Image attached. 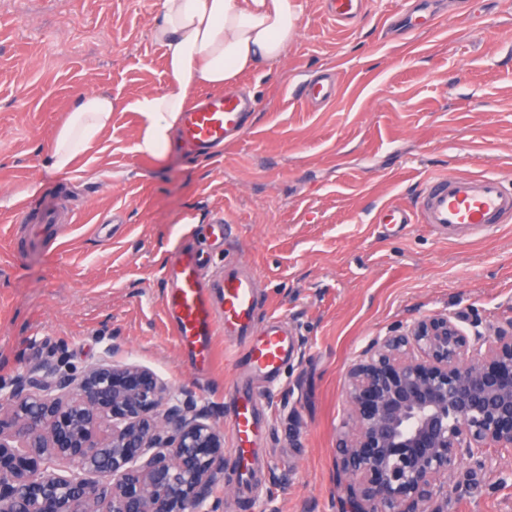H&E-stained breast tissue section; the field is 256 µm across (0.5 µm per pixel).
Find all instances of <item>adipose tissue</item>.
<instances>
[{
	"label": "adipose tissue",
	"mask_w": 512,
	"mask_h": 512,
	"mask_svg": "<svg viewBox=\"0 0 512 512\" xmlns=\"http://www.w3.org/2000/svg\"><path fill=\"white\" fill-rule=\"evenodd\" d=\"M302 12V0H163L151 34L163 49L174 87L145 93L135 102L146 126L139 151L167 155L180 114L195 90L234 86L242 73L284 60ZM116 107L106 91L80 96L56 135L50 154L53 169L67 171L111 125Z\"/></svg>",
	"instance_id": "adipose-tissue-1"
}]
</instances>
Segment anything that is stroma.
I'll use <instances>...</instances> for the list:
<instances>
[{"label": "stroma", "mask_w": 512, "mask_h": 512, "mask_svg": "<svg viewBox=\"0 0 512 512\" xmlns=\"http://www.w3.org/2000/svg\"><path fill=\"white\" fill-rule=\"evenodd\" d=\"M404 0H366L336 25L304 0L284 62L239 76L258 107L211 156L137 152L132 103L172 83L151 37L161 0H0V382L51 348L69 362L118 359L155 371L213 407L227 429L237 380L259 394V487L226 482L222 512H338L344 373L375 337L435 312L493 328L512 318V223L448 237L424 224H378L412 206L427 179L512 174V0H429L436 30L387 23ZM330 73L318 107L305 80ZM108 91L121 109L64 173L49 147L76 100ZM73 211L47 238L15 221L23 199ZM224 216L229 235L213 232ZM193 245L219 278L232 249L262 277L259 315L283 319L293 357L278 379L250 372L215 336L196 373L164 312L161 269ZM492 470L461 464L448 512H512V450ZM302 93L307 102L319 105L328 102L336 95V82L328 78L310 80L303 85Z\"/></svg>", "instance_id": "stroma-1"}]
</instances>
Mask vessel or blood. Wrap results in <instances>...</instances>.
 I'll list each match as a JSON object with an SVG mask.
<instances>
[{"label": "vessel or blood", "mask_w": 512, "mask_h": 512, "mask_svg": "<svg viewBox=\"0 0 512 512\" xmlns=\"http://www.w3.org/2000/svg\"><path fill=\"white\" fill-rule=\"evenodd\" d=\"M323 6L330 17L351 21L361 15L363 0H323ZM302 93L306 101L319 105L335 96L336 83L328 78L310 80ZM255 107L254 98L234 91L198 96L195 104L182 113L178 136L194 150H220L245 134ZM66 219V214L33 198L16 209L20 224H59ZM381 221L416 222L448 232L491 231L496 225L512 222V187L498 174L435 176L426 182L412 208L387 207ZM204 266L203 256L185 247L162 269L167 288L164 310L176 344L190 355L195 370L203 373L212 365V339L220 330L252 371L268 377L278 375L291 356V344L287 329L259 320L261 276L257 269L229 252L224 256L220 279L211 284L203 277ZM230 394L234 401L229 424L234 461L229 478L250 494L255 489L252 474L257 464L259 415L248 383H237Z\"/></svg>", "instance_id": "vessel-or-blood-1"}]
</instances>
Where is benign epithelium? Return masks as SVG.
<instances>
[{
  "label": "benign epithelium",
  "mask_w": 512,
  "mask_h": 512,
  "mask_svg": "<svg viewBox=\"0 0 512 512\" xmlns=\"http://www.w3.org/2000/svg\"><path fill=\"white\" fill-rule=\"evenodd\" d=\"M345 393L343 512H442L463 460L512 448V319L424 316L374 339ZM223 447L214 409L153 370L49 352L0 383V512H217Z\"/></svg>",
  "instance_id": "7a95c632"
}]
</instances>
